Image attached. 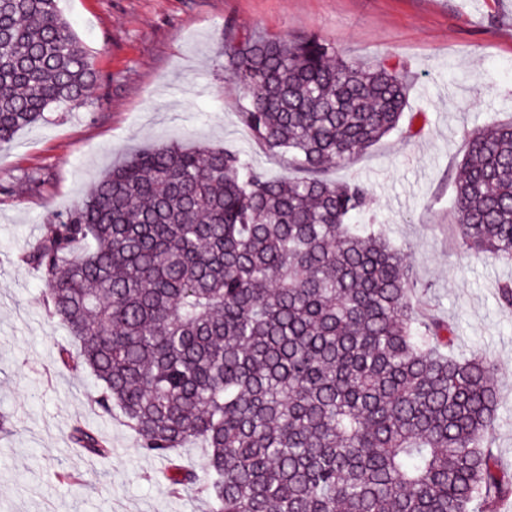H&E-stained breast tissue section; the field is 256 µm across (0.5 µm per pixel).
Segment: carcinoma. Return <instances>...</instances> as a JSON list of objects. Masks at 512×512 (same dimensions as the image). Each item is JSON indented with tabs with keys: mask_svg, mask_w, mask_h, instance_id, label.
Returning <instances> with one entry per match:
<instances>
[{
	"mask_svg": "<svg viewBox=\"0 0 512 512\" xmlns=\"http://www.w3.org/2000/svg\"><path fill=\"white\" fill-rule=\"evenodd\" d=\"M220 54L253 138L306 176L178 143L113 165L21 255L75 343L62 361L90 370L142 454L204 443L202 472L166 480L212 512H498L512 477L490 443V360L447 352L407 255L352 223L369 190L325 177L398 128L406 69L233 24ZM97 83L57 0H0V147ZM452 225L465 252L512 258V115L466 133ZM75 440L110 452L82 426Z\"/></svg>",
	"mask_w": 512,
	"mask_h": 512,
	"instance_id": "cac0c4a2",
	"label": "carcinoma"
}]
</instances>
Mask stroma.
<instances>
[{"label": "stroma", "mask_w": 512, "mask_h": 512, "mask_svg": "<svg viewBox=\"0 0 512 512\" xmlns=\"http://www.w3.org/2000/svg\"><path fill=\"white\" fill-rule=\"evenodd\" d=\"M99 73L91 98L21 130L0 148V512H209L173 494L167 460L143 455L118 417L92 406L97 382L65 365L68 332L48 316L46 284L20 254L130 152L201 143L271 176L299 177L241 122L224 73L225 24L272 37L314 35L348 57L405 66L412 84L397 131L331 180L364 183L378 228L409 254L419 307L455 328L453 353L489 357L499 379L492 448L512 475V307L497 286L512 261L464 257L449 214L465 131L512 113V0H58ZM82 422L108 455L76 447ZM73 481H64V474Z\"/></svg>", "instance_id": "stroma-1"}]
</instances>
